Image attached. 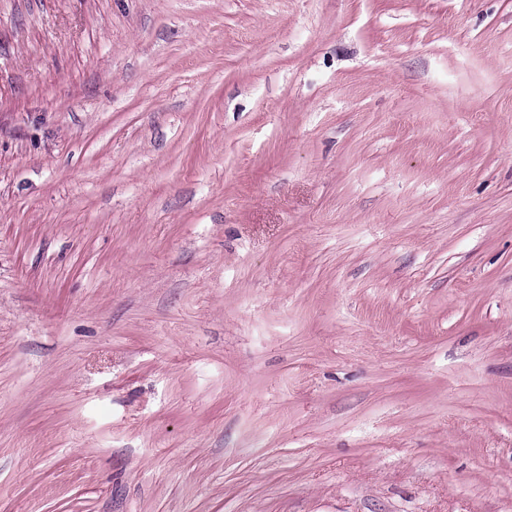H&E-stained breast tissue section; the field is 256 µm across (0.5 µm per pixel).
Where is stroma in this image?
I'll use <instances>...</instances> for the list:
<instances>
[{"label":"stroma","instance_id":"obj_1","mask_svg":"<svg viewBox=\"0 0 512 512\" xmlns=\"http://www.w3.org/2000/svg\"><path fill=\"white\" fill-rule=\"evenodd\" d=\"M0 512H512V0H0Z\"/></svg>","mask_w":512,"mask_h":512}]
</instances>
